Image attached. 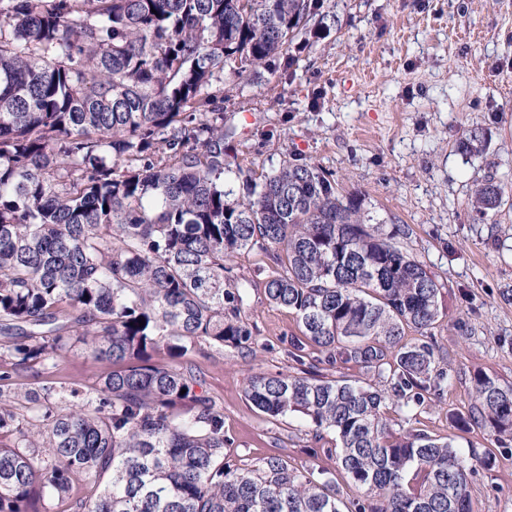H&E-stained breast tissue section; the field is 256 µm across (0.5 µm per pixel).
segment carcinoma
I'll return each instance as SVG.
<instances>
[{
  "label": "carcinoma",
  "instance_id": "cac0c4a2",
  "mask_svg": "<svg viewBox=\"0 0 512 512\" xmlns=\"http://www.w3.org/2000/svg\"><path fill=\"white\" fill-rule=\"evenodd\" d=\"M319 0H0V381L56 366L74 343L111 365L100 386L0 398V512H343L336 478L271 457L224 460V413L177 365L188 347L255 344L228 261L268 260L267 300L324 355L363 366L410 417L454 370L427 340L441 285L364 199L296 155L255 179L224 152V82L288 54ZM471 128L460 147L486 149ZM507 185L471 198L492 218ZM145 325H139L140 321ZM419 334L415 339L408 333ZM165 351L173 365L153 357ZM307 369L257 374L263 414L336 437L354 512H477L453 439L394 431L382 391ZM186 393H181V390ZM461 430L512 440V382L478 371Z\"/></svg>",
  "mask_w": 512,
  "mask_h": 512
}]
</instances>
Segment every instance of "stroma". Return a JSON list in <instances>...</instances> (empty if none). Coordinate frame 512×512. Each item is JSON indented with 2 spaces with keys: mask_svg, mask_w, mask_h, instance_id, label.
I'll list each match as a JSON object with an SVG mask.
<instances>
[{
  "mask_svg": "<svg viewBox=\"0 0 512 512\" xmlns=\"http://www.w3.org/2000/svg\"><path fill=\"white\" fill-rule=\"evenodd\" d=\"M323 10L329 30L298 36L289 58L233 87L224 121L243 168L268 172L300 155L335 173L377 220L409 225L404 249L437 276L451 308L433 338L456 372L442 396L426 394L410 426L484 455L497 443L452 427L449 415L467 407L474 372L512 381V196L489 220L469 206L485 179L512 184V0H323ZM473 127L487 132L484 153L459 147ZM243 299L254 350L205 346L181 359L224 413L225 458L248 469L273 456L335 469L333 433L314 441L298 418H268L246 399L249 375L298 372L291 352L303 336L263 289ZM104 370L75 344L47 379L90 387ZM470 480L480 512H512V455Z\"/></svg>",
  "mask_w": 512,
  "mask_h": 512,
  "instance_id": "obj_1",
  "label": "stroma"
}]
</instances>
